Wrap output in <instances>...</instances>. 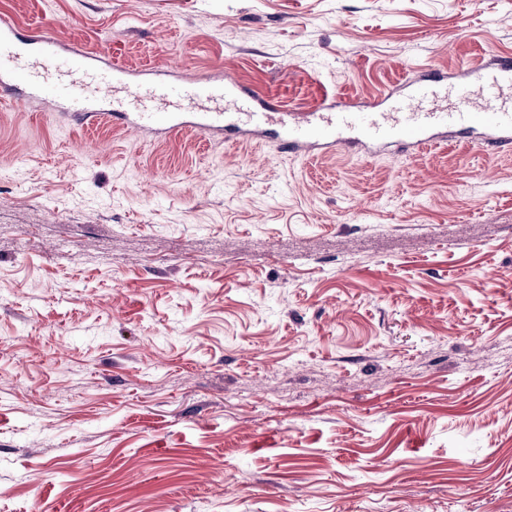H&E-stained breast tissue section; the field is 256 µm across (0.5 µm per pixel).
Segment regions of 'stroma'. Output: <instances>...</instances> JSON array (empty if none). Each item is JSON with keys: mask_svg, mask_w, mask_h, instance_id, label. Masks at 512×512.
I'll list each match as a JSON object with an SVG mask.
<instances>
[{"mask_svg": "<svg viewBox=\"0 0 512 512\" xmlns=\"http://www.w3.org/2000/svg\"><path fill=\"white\" fill-rule=\"evenodd\" d=\"M20 29L373 103L512 0H0ZM0 102V512H512V151L159 140Z\"/></svg>", "mask_w": 512, "mask_h": 512, "instance_id": "35a3bbf8", "label": "stroma"}]
</instances>
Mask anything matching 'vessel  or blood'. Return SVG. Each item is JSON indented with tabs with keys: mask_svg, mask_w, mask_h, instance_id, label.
<instances>
[{
	"mask_svg": "<svg viewBox=\"0 0 512 512\" xmlns=\"http://www.w3.org/2000/svg\"><path fill=\"white\" fill-rule=\"evenodd\" d=\"M0 96L23 106L49 99L65 115L159 136L190 127L235 144L263 139L276 120L269 103L234 83L131 80L108 49L64 52L49 30L23 33L6 21L0 22ZM451 133L512 148V56L486 70L463 69L453 82L430 71L408 82L382 112L345 106L304 115L281 128L280 144L293 154L378 145L412 151Z\"/></svg>",
	"mask_w": 512,
	"mask_h": 512,
	"instance_id": "obj_1",
	"label": "vessel or blood"
}]
</instances>
